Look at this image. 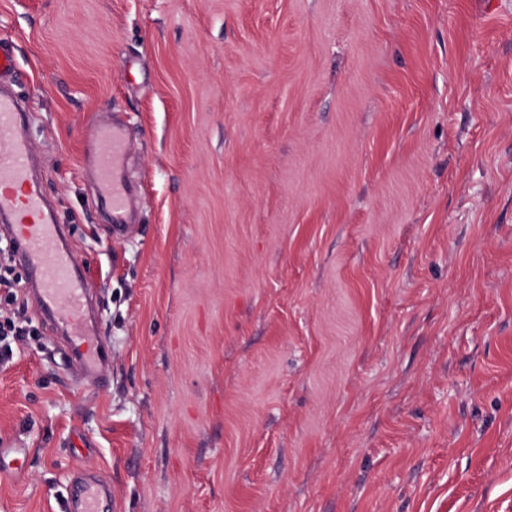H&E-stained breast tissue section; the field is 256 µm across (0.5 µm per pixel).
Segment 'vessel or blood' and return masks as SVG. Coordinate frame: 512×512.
<instances>
[{"instance_id": "obj_1", "label": "vessel or blood", "mask_w": 512, "mask_h": 512, "mask_svg": "<svg viewBox=\"0 0 512 512\" xmlns=\"http://www.w3.org/2000/svg\"><path fill=\"white\" fill-rule=\"evenodd\" d=\"M17 76L11 44L0 39V219L16 239L18 255L40 273L34 289L38 307L71 329L72 353L82 382L102 388L108 383L106 344L87 324L89 289L75 273L70 252L61 244L43 187L32 175L33 146L26 131L23 103L7 87ZM126 141L117 127L97 126L91 133L90 163L98 178V200L114 228L126 227L133 194L126 179ZM25 468L18 448H0V479H10ZM110 487L88 476L75 482L64 501V512H114Z\"/></svg>"}]
</instances>
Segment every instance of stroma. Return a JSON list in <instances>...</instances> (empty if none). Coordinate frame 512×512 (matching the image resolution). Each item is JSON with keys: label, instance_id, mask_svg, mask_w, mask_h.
Instances as JSON below:
<instances>
[{"label": "stroma", "instance_id": "obj_1", "mask_svg": "<svg viewBox=\"0 0 512 512\" xmlns=\"http://www.w3.org/2000/svg\"><path fill=\"white\" fill-rule=\"evenodd\" d=\"M0 37L111 352L79 384L0 284V512L80 469L120 512H512V0H0ZM89 162L98 178V201L104 206L113 230L127 227L133 194L126 179V141L115 127L94 126L91 133ZM25 468V455L19 448H0V479H11Z\"/></svg>", "mask_w": 512, "mask_h": 512}]
</instances>
